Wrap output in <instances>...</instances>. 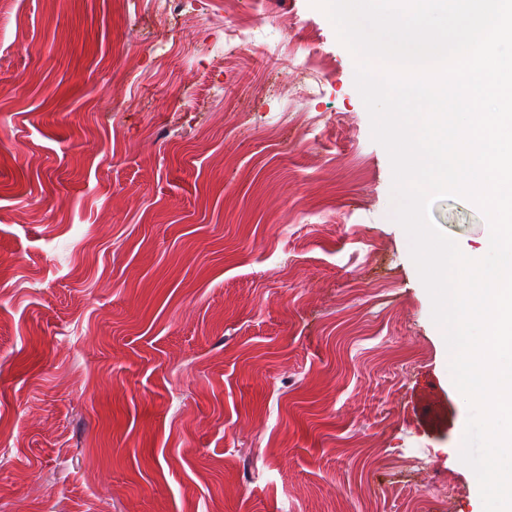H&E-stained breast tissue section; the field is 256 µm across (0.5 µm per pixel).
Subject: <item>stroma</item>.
<instances>
[{
	"instance_id": "obj_1",
	"label": "stroma",
	"mask_w": 512,
	"mask_h": 512,
	"mask_svg": "<svg viewBox=\"0 0 512 512\" xmlns=\"http://www.w3.org/2000/svg\"><path fill=\"white\" fill-rule=\"evenodd\" d=\"M233 24L267 61L211 67ZM0 67V512H483L324 13L0 0ZM431 214L486 246L470 202Z\"/></svg>"
}]
</instances>
